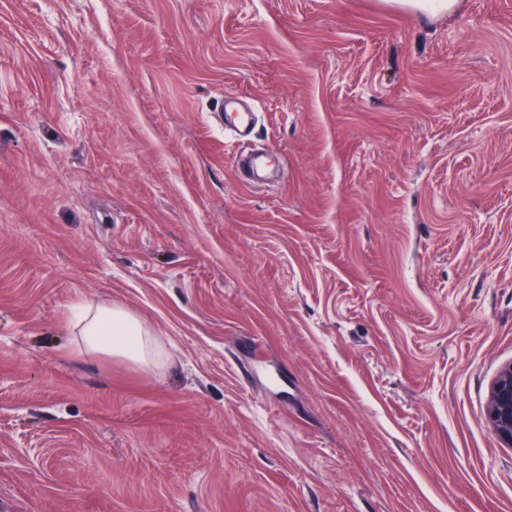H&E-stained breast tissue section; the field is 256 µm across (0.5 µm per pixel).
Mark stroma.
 Wrapping results in <instances>:
<instances>
[{"mask_svg": "<svg viewBox=\"0 0 512 512\" xmlns=\"http://www.w3.org/2000/svg\"><path fill=\"white\" fill-rule=\"evenodd\" d=\"M509 362L512 0H0V512H512ZM387 3L411 8L427 14H441L455 9L458 0H385ZM217 112H224V130L242 137L252 129L255 114L250 107H238L236 103L220 96L216 102ZM83 346L79 350L133 359L144 366L156 363L160 351L141 322L127 310L112 305L89 306L81 319ZM487 423L496 438L512 447V363L504 365L491 384L487 402Z\"/></svg>", "mask_w": 512, "mask_h": 512, "instance_id": "1", "label": "stroma"}]
</instances>
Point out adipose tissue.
Segmentation results:
<instances>
[{"mask_svg": "<svg viewBox=\"0 0 512 512\" xmlns=\"http://www.w3.org/2000/svg\"><path fill=\"white\" fill-rule=\"evenodd\" d=\"M82 349L135 360L149 366L160 351L141 322L118 306L99 305L84 309L81 319Z\"/></svg>", "mask_w": 512, "mask_h": 512, "instance_id": "1", "label": "adipose tissue"}]
</instances>
